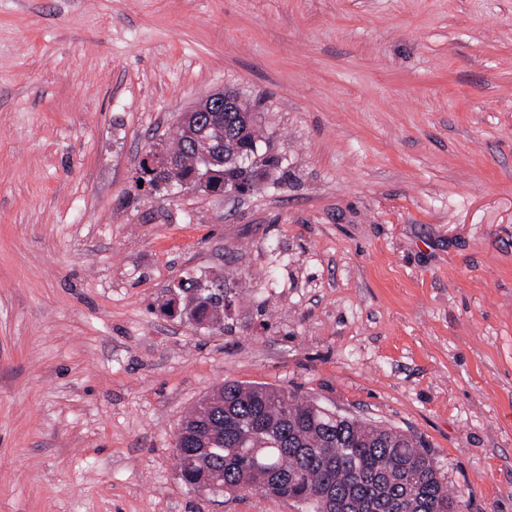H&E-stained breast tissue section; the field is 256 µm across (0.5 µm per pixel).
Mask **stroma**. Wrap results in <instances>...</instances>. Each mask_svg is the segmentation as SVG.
<instances>
[{"label": "stroma", "mask_w": 512, "mask_h": 512, "mask_svg": "<svg viewBox=\"0 0 512 512\" xmlns=\"http://www.w3.org/2000/svg\"><path fill=\"white\" fill-rule=\"evenodd\" d=\"M249 194L135 184L201 94ZM220 276L196 325L165 304ZM227 381L425 440L512 512V0H0V512H306L176 475Z\"/></svg>", "instance_id": "stroma-1"}]
</instances>
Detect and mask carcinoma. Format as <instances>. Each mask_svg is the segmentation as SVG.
<instances>
[{
  "label": "carcinoma",
  "mask_w": 512,
  "mask_h": 512,
  "mask_svg": "<svg viewBox=\"0 0 512 512\" xmlns=\"http://www.w3.org/2000/svg\"><path fill=\"white\" fill-rule=\"evenodd\" d=\"M237 113H224V165L214 167V186L241 175L229 129ZM168 150L180 159L169 177L189 178L196 152L176 127ZM274 156L252 155L255 181L275 166ZM219 399L193 409L183 422L200 421L217 439L190 455L191 439L176 453L180 481L200 486L224 470V492L262 493L301 499L310 512H449L456 501L448 480L425 442L391 427L346 418L331 421L314 399L286 388L226 382Z\"/></svg>",
  "instance_id": "cac0c4a2"
}]
</instances>
